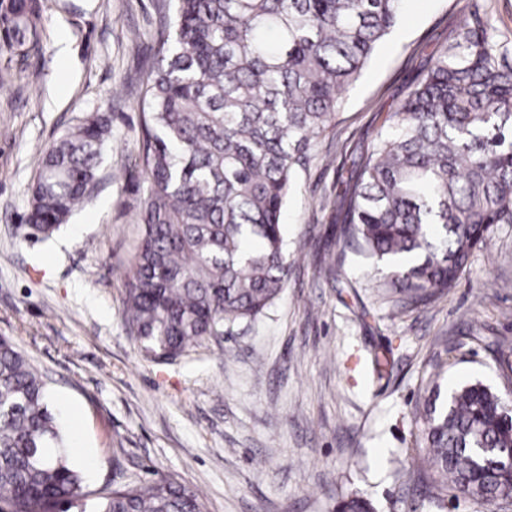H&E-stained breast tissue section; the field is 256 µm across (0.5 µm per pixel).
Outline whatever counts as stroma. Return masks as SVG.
Masks as SVG:
<instances>
[{"label":"stroma","instance_id":"35a3bbf8","mask_svg":"<svg viewBox=\"0 0 512 512\" xmlns=\"http://www.w3.org/2000/svg\"><path fill=\"white\" fill-rule=\"evenodd\" d=\"M37 44L0 55L25 70L0 94V336L48 382L69 448L87 455L84 487L120 475L176 480L205 512H512L439 493L417 458L416 412L434 385L512 392V224L473 251L448 294L394 310L373 283L381 262L339 235L355 159L464 22L512 42V0H405L398 24L344 93L336 125L296 173L282 216L286 288L255 322L143 358L122 318L138 244L144 176L141 86L173 0H41ZM94 112L111 119L97 186L50 239L28 226V188L44 147Z\"/></svg>","mask_w":512,"mask_h":512}]
</instances>
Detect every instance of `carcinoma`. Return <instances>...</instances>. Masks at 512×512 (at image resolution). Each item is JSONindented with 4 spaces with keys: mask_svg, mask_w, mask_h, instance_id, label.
I'll return each instance as SVG.
<instances>
[{
    "mask_svg": "<svg viewBox=\"0 0 512 512\" xmlns=\"http://www.w3.org/2000/svg\"><path fill=\"white\" fill-rule=\"evenodd\" d=\"M403 2L176 0L141 97L146 189L122 299L144 358L174 360L256 319L283 291L292 179ZM40 22L38 0H0V50L23 53ZM506 56L490 26L461 25L356 165L341 236L397 262L375 284L397 307L448 293L472 251L512 224ZM110 135L91 114L44 149L29 187L36 233L51 237L86 200ZM508 405L480 383L433 391L420 419L443 488L512 499ZM87 497L43 374L0 336V512H203L198 492L168 478L105 488L90 508Z\"/></svg>",
    "mask_w": 512,
    "mask_h": 512,
    "instance_id": "1",
    "label": "carcinoma"
}]
</instances>
